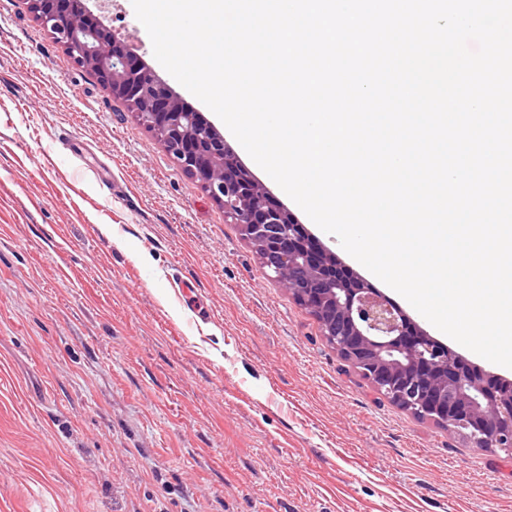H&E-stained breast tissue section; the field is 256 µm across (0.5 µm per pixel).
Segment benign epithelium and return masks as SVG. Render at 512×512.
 <instances>
[{"label":"benign epithelium","instance_id":"1","mask_svg":"<svg viewBox=\"0 0 512 512\" xmlns=\"http://www.w3.org/2000/svg\"><path fill=\"white\" fill-rule=\"evenodd\" d=\"M30 9L73 62L93 71L161 147L224 207L255 248L264 273L320 322L354 371L389 402L444 423L474 447L512 453V382L467 363L357 274H336V256L271 199L216 127L188 114L149 67L134 65L125 41L96 9L71 0H29Z\"/></svg>","mask_w":512,"mask_h":512}]
</instances>
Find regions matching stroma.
<instances>
[{
    "label": "stroma",
    "instance_id": "stroma-1",
    "mask_svg": "<svg viewBox=\"0 0 512 512\" xmlns=\"http://www.w3.org/2000/svg\"><path fill=\"white\" fill-rule=\"evenodd\" d=\"M0 512H512V455L360 379L201 182L0 0Z\"/></svg>",
    "mask_w": 512,
    "mask_h": 512
}]
</instances>
